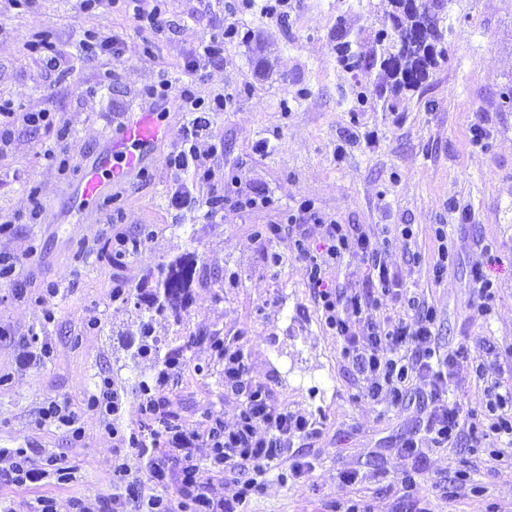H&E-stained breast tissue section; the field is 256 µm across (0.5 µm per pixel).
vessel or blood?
<instances>
[{
    "label": "vessel or blood",
    "mask_w": 512,
    "mask_h": 512,
    "mask_svg": "<svg viewBox=\"0 0 512 512\" xmlns=\"http://www.w3.org/2000/svg\"><path fill=\"white\" fill-rule=\"evenodd\" d=\"M171 129L160 113H128L113 129L108 145L91 166L86 167L70 193L73 211L81 216H96L102 200L127 176L140 169L154 147L171 138Z\"/></svg>",
    "instance_id": "vessel-or-blood-1"
}]
</instances>
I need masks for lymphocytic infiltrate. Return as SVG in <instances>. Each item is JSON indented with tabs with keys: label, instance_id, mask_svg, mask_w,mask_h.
I'll return each mask as SVG.
<instances>
[{
	"label": "lymphocytic infiltrate",
	"instance_id": "f902f5d3",
	"mask_svg": "<svg viewBox=\"0 0 512 512\" xmlns=\"http://www.w3.org/2000/svg\"><path fill=\"white\" fill-rule=\"evenodd\" d=\"M79 8L85 13L122 9L137 27L159 37L171 30L164 0H79ZM239 35L236 18L225 17L220 32L203 39L186 60L185 71L191 75L206 72L222 58L225 40ZM119 42V36L109 30L88 29L82 32L75 55L92 60L112 56ZM24 46L43 69L58 73L69 70L75 56L57 49L46 34L25 39ZM142 93L151 99L176 98L181 111L191 115L166 157L167 166L177 173L169 190L173 207L192 210L204 206L216 213L228 203L240 211L271 206V198L262 192L226 189L223 171L199 160L201 143H208L214 153L223 147L212 130L209 115L226 109L228 99L224 94L204 99L190 89H174L163 76L144 87ZM54 119L49 110L28 111L19 98L1 97L0 154L11 148L17 124L49 128ZM200 188L205 189V196H197ZM307 224L321 228L322 251L310 250L303 230ZM257 236L268 241L287 237V254L304 264L307 284L314 291L325 325L340 344L342 358L365 381V395L391 410L414 412L419 429L402 443L408 457H418L426 440L444 448L465 436L478 445L504 435L512 439V413L507 410L512 403L511 386L488 400L480 416L454 398L451 371L458 362L471 360V352L462 345L441 352L435 336L437 311L423 297L407 294L403 278L390 260L389 238L368 224L339 223L308 200L301 201L296 212L289 214L286 224L265 225ZM284 255L273 254L272 264L280 265ZM361 268L367 272L361 288L349 292L334 284V272L342 270L351 275ZM392 301L400 302V311L376 321L374 312ZM222 357L224 388L241 405L236 425L227 428L218 424L203 434L175 432L168 454L178 461L182 482L190 488L200 512H245L261 488L260 477L273 472L285 482L307 475L309 464L289 462V452L296 441L318 438L321 427L309 416L274 406L267 389L249 378L242 349L225 348ZM417 382L422 385V396L420 404L415 405L410 392ZM210 471L231 478L236 486L231 498L209 496L206 474Z\"/></svg>",
	"mask_w": 512,
	"mask_h": 512
}]
</instances>
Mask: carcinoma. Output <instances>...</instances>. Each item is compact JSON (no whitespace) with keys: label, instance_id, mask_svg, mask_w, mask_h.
<instances>
[{"label":"carcinoma","instance_id":"obj_1","mask_svg":"<svg viewBox=\"0 0 512 512\" xmlns=\"http://www.w3.org/2000/svg\"><path fill=\"white\" fill-rule=\"evenodd\" d=\"M392 10L376 32L374 47L369 52L355 48V41L338 24L340 42L336 44V60L352 71L377 70L388 79L392 96L418 89L428 78L430 69L445 58L442 47L445 38L444 22L448 21L451 0H390ZM199 256L189 251L160 267L152 288L136 289L129 295L142 325L156 316L173 319L179 327L183 344L162 353L155 351L163 367L173 363L201 337L183 327L182 313L191 298L192 288L199 283Z\"/></svg>","mask_w":512,"mask_h":512}]
</instances>
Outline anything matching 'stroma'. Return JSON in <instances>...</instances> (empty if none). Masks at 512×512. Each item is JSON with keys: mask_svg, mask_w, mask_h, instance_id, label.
Listing matches in <instances>:
<instances>
[{"mask_svg": "<svg viewBox=\"0 0 512 512\" xmlns=\"http://www.w3.org/2000/svg\"><path fill=\"white\" fill-rule=\"evenodd\" d=\"M265 4L221 0L200 19L194 0H168L174 31L163 39L136 28L123 12L87 15L71 0H39L33 14L0 13V96L56 114L49 129L17 125L12 149L0 155V220L23 218L0 233V253L19 260L18 286L0 284V448L29 449L45 471L33 484L0 480V506L9 512H32L44 496L57 512H70L75 498L89 512H110L116 495L120 512H137L133 489L112 480L121 451L105 429L108 418L87 400L109 380L122 402L120 427L139 431L129 363L140 329L115 291L146 284L160 264L190 250L200 256L202 283L185 320L205 338L171 371L161 412L200 432L217 420L228 428L236 423L240 407L224 391V363L210 342L215 336L243 348L251 379L276 406L322 427L294 454L313 462L310 477L268 478L250 512H343L354 499L367 500L372 512H414L420 502L430 512H512V442L505 438L491 450L464 440L454 448H422L414 496L404 497L399 478L411 461L400 445L414 418L358 398L362 381L327 330L303 263L289 255L287 240L255 236L303 199L343 224L386 226L393 262L437 310L441 350L464 345L474 357L456 373L458 399L478 409L486 386L512 382V107L501 102L512 83V0H451L445 60L392 110L373 92L376 75L343 68L334 51L338 24L368 38L390 11L389 0H298L278 17L262 15ZM230 14L248 40L226 42L216 67L188 77L185 60ZM103 24L124 37L123 56L64 75L33 65L17 38L47 26L65 45ZM108 69L117 77L104 104L93 87ZM162 73L203 98L230 95L228 108L211 118L224 149L202 151L201 160L234 171L244 188L272 196L279 211L172 209L167 141L113 189L94 223H78L69 187L105 150L114 125L108 111L155 107L140 91ZM59 137L72 155L65 173L43 154L45 143ZM402 224L414 227L412 248L398 234ZM435 224L448 227V273L439 282L432 272ZM138 236L139 249L114 257L116 239ZM274 251L284 255L277 267L268 260ZM477 268L497 286L491 315L478 320L471 314ZM199 364L208 374L196 372ZM52 401L73 412L80 438L43 419ZM121 453L132 479L146 481L164 447ZM463 468L471 474L467 489L455 482ZM350 473L356 483L346 482Z\"/></svg>", "mask_w": 512, "mask_h": 512, "instance_id": "35a3bbf8", "label": "stroma"}]
</instances>
